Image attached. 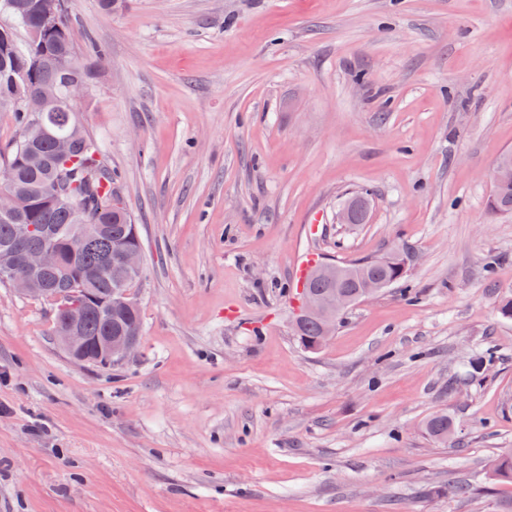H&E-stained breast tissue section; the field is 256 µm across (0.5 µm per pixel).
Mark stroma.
<instances>
[{
    "label": "stroma",
    "mask_w": 512,
    "mask_h": 512,
    "mask_svg": "<svg viewBox=\"0 0 512 512\" xmlns=\"http://www.w3.org/2000/svg\"><path fill=\"white\" fill-rule=\"evenodd\" d=\"M70 29L139 227L140 343L75 363L53 307L0 283V512L512 500L488 470L512 449V217L488 209L512 0H74ZM360 192L368 223H339ZM310 253L405 266L316 352L292 330Z\"/></svg>",
    "instance_id": "1"
}]
</instances>
